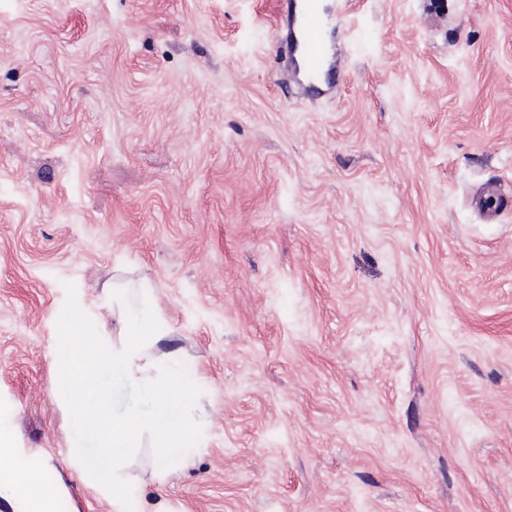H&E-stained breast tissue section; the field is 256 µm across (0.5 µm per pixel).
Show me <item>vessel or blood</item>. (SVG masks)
Masks as SVG:
<instances>
[{
  "instance_id": "b4317fda",
  "label": "vessel or blood",
  "mask_w": 512,
  "mask_h": 512,
  "mask_svg": "<svg viewBox=\"0 0 512 512\" xmlns=\"http://www.w3.org/2000/svg\"><path fill=\"white\" fill-rule=\"evenodd\" d=\"M292 24L288 29L291 53L300 57L294 72L311 89H319L333 74L330 45L326 39V21L319 0H281Z\"/></svg>"
}]
</instances>
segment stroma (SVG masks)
<instances>
[{
	"instance_id": "1",
	"label": "stroma",
	"mask_w": 512,
	"mask_h": 512,
	"mask_svg": "<svg viewBox=\"0 0 512 512\" xmlns=\"http://www.w3.org/2000/svg\"><path fill=\"white\" fill-rule=\"evenodd\" d=\"M323 2L311 97L276 0H0V402L70 512L55 315L141 282L201 445L130 495L512 512V0Z\"/></svg>"
}]
</instances>
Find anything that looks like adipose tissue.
Here are the masks:
<instances>
[{
  "label": "adipose tissue",
  "mask_w": 512,
  "mask_h": 512,
  "mask_svg": "<svg viewBox=\"0 0 512 512\" xmlns=\"http://www.w3.org/2000/svg\"><path fill=\"white\" fill-rule=\"evenodd\" d=\"M110 313L118 327L110 333L102 319ZM170 329L158 309L152 289H142L129 303L124 289L113 288L103 311L75 300L57 315L55 342L50 350L60 405L82 407L83 423L95 440L94 451L69 448L67 462L92 474L112 495L120 512H168L164 501H131L127 494L126 460L142 443H150L160 458H186L198 437L185 418L194 398L193 387L179 376L155 374V352ZM112 372L141 394V403L122 414L108 409L109 394L95 386L103 372ZM14 411L0 406V496L21 500L25 512H57L65 495L56 481H46L50 464L19 447L12 425Z\"/></svg>",
  "instance_id": "ef3b65f1"
}]
</instances>
